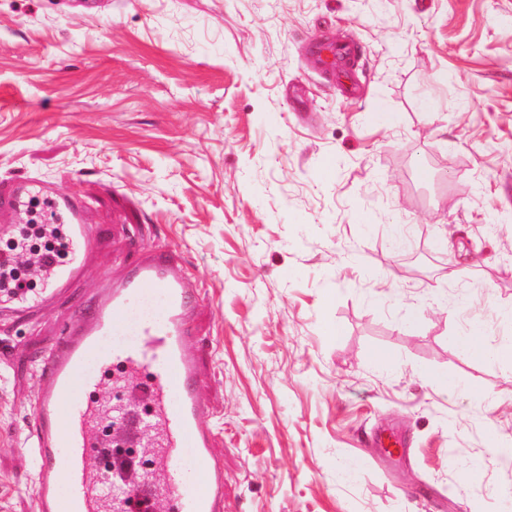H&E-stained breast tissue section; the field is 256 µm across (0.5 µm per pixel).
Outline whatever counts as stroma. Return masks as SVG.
I'll return each mask as SVG.
<instances>
[{
    "mask_svg": "<svg viewBox=\"0 0 512 512\" xmlns=\"http://www.w3.org/2000/svg\"><path fill=\"white\" fill-rule=\"evenodd\" d=\"M24 174L100 238L52 307L0 318V512H34L40 360L157 248L199 286L224 512H512L487 445L512 373L451 343L512 338V0H0V181Z\"/></svg>",
    "mask_w": 512,
    "mask_h": 512,
    "instance_id": "obj_1",
    "label": "stroma"
}]
</instances>
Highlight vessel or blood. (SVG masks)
Here are the masks:
<instances>
[{
  "instance_id": "obj_1",
  "label": "vessel or blood",
  "mask_w": 512,
  "mask_h": 512,
  "mask_svg": "<svg viewBox=\"0 0 512 512\" xmlns=\"http://www.w3.org/2000/svg\"><path fill=\"white\" fill-rule=\"evenodd\" d=\"M40 201L65 229L64 256L48 258L50 277L34 293L1 292L0 315L49 305L84 275L96 245L79 196L36 178L0 183V219ZM197 299L198 285L178 257L154 250L119 276L101 279L94 300L79 307L37 368L38 403L26 441L35 458V512H111L135 496L153 499L152 478L128 487L93 463L101 446L95 428L118 424L130 431L124 445L132 448L134 432L152 418L163 425L162 480L172 512H224V466L204 425V355L190 342ZM119 366L126 377H140L138 404L107 413L95 394Z\"/></svg>"
}]
</instances>
